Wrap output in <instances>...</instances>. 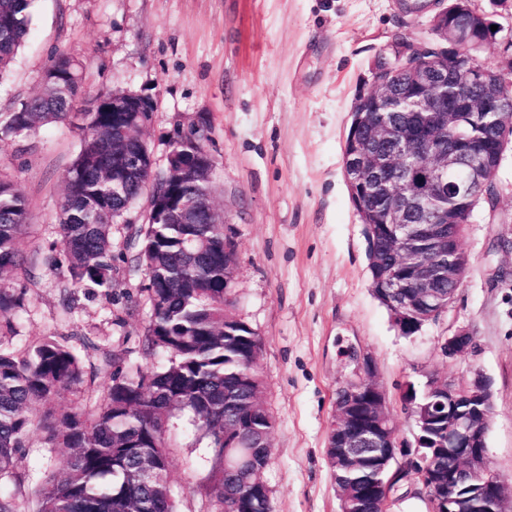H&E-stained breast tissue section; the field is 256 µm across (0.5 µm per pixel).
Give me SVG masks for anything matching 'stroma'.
I'll use <instances>...</instances> for the list:
<instances>
[{
  "instance_id": "35a3bbf8",
  "label": "stroma",
  "mask_w": 512,
  "mask_h": 512,
  "mask_svg": "<svg viewBox=\"0 0 512 512\" xmlns=\"http://www.w3.org/2000/svg\"><path fill=\"white\" fill-rule=\"evenodd\" d=\"M438 0H35L24 44L0 74V112L36 95L45 68L64 51L85 66L92 89L151 96L146 129L157 164L168 143L198 120L210 127L212 191L236 245L232 313L261 336L259 370L276 424L262 477L272 512H339L326 456L337 389L369 355L387 393L398 442L414 441L407 386L430 379L492 383L489 457L512 485V149L494 183L495 208H478L461 239L470 267L447 312L402 335L375 297L368 241L343 172L344 136L358 93L370 88L378 55L399 37L432 39ZM79 144L69 126L0 140V177L28 204L24 254L58 239L59 178ZM66 260L17 281L24 306L0 324V347L52 336L95 366V381L62 391L56 406H93L112 381L100 353L123 352L127 366L150 373L167 354L145 353L149 314L139 279L92 296L77 289L72 313L61 307ZM460 330L471 349L448 356ZM99 352L88 355L87 343ZM170 481L178 512H215L209 492L214 453L207 440L173 419ZM21 479H0L22 512H38L37 489L62 456L33 428Z\"/></svg>"
}]
</instances>
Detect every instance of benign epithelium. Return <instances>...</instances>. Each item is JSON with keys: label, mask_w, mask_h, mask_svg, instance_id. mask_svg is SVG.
<instances>
[{"label": "benign epithelium", "mask_w": 512, "mask_h": 512, "mask_svg": "<svg viewBox=\"0 0 512 512\" xmlns=\"http://www.w3.org/2000/svg\"><path fill=\"white\" fill-rule=\"evenodd\" d=\"M495 24L476 10L472 0H448L433 17L436 41L398 38L381 53L372 68V88L357 94L344 141V175L353 204L363 217L369 244L389 234L390 258L374 257L380 267L372 288L379 289L404 334L446 312L455 300L469 268L460 237L448 229L471 222L470 203L494 186L504 153L512 147V57L489 65L470 53ZM146 96L112 90V111L146 112ZM481 117L484 133L477 139L458 134L461 116ZM132 164L112 175L120 182L137 170L161 173L175 183H212L214 159L209 150L191 156L171 155L157 167L154 154L134 152ZM177 213L186 224H223L224 214L213 197L185 200ZM235 244L224 235V298H230ZM448 284V290L442 285ZM473 336L458 331L444 351L461 353ZM427 403H408L415 427L444 420L448 437V470L431 469L429 449H403L395 436L387 395L369 357L360 359L356 378L337 390L326 454L330 465L343 460L348 470L360 468L359 449L379 460L374 475L355 477L337 486L340 512H352L358 497L372 492L390 497L396 485L385 474L414 472L421 490L433 498L432 512H512V486L492 470L486 436L493 414L491 381L481 373L459 385L432 380ZM246 451L224 455V469L249 470Z\"/></svg>", "instance_id": "benign-epithelium-1"}]
</instances>
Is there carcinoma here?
Returning a JSON list of instances; mask_svg holds the SVG:
<instances>
[{
	"label": "carcinoma",
	"instance_id": "1",
	"mask_svg": "<svg viewBox=\"0 0 512 512\" xmlns=\"http://www.w3.org/2000/svg\"><path fill=\"white\" fill-rule=\"evenodd\" d=\"M34 0H0V70L21 47ZM86 103L82 112L78 103ZM49 124L80 133L79 149L60 177L58 245L68 256L61 301L74 309L72 289L109 294L144 273L150 305L142 344L147 352L171 354L150 374L124 365L123 353L108 351L112 384L93 410L72 406L58 412L54 401L65 387L84 382L77 356L51 337L21 349L0 350V478L12 475L34 426L31 410L44 407L45 442L59 451L62 467L39 490L38 512H177L169 483L172 459L169 422L188 418V430L210 440L217 465L212 480L219 502L236 512H268L267 495L251 492L240 474L224 473V447L244 449L266 464L275 418L265 409L241 421L224 410V394L248 402L264 388L253 366V332L247 325L224 336V235L215 224L159 223L147 203L161 193L198 197L205 186L176 189L163 176L141 170L112 189V165L127 153L125 136L112 130V91L87 88L83 67L62 51L44 71L42 92L12 112L0 113V139L31 135ZM205 137L174 140L179 155L203 147ZM140 205L139 223L125 225L122 245L114 242L112 211L124 215ZM28 218L25 198L0 178V319L23 305L13 284L31 281L37 264H56L54 252L26 259L19 249Z\"/></svg>",
	"mask_w": 512,
	"mask_h": 512
}]
</instances>
